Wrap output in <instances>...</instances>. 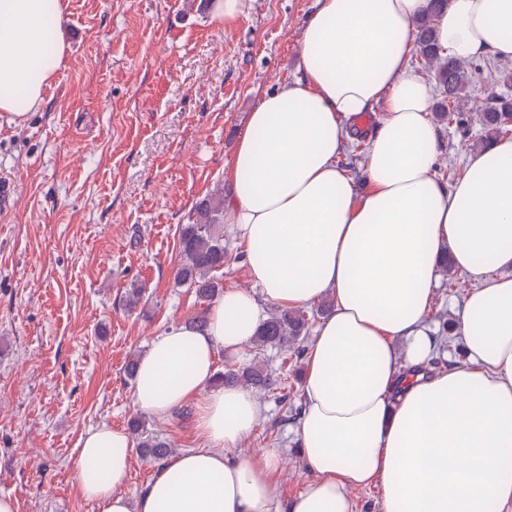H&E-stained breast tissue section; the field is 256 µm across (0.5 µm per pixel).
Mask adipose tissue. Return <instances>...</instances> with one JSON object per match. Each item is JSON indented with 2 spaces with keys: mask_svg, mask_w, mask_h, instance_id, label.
Here are the masks:
<instances>
[{
  "mask_svg": "<svg viewBox=\"0 0 512 512\" xmlns=\"http://www.w3.org/2000/svg\"><path fill=\"white\" fill-rule=\"evenodd\" d=\"M427 7L318 0L299 75L259 99L227 174L224 221L246 243L255 288L224 290L206 329L170 326L138 362L135 403L191 409L203 445L159 464L132 499L121 491L131 436L89 429L79 490L100 512H356L362 487L378 488L380 512H512V140L467 156L454 184L438 177L433 86L410 65ZM63 17L61 0H0V112L13 122L59 72ZM435 31L442 56L512 59V0H448ZM375 111L360 188L338 158ZM446 252L477 287L459 324L465 362L430 371L438 339L425 319ZM327 296L294 427L308 477L287 497L278 449L237 455L263 406L214 386L215 358L251 343L263 304Z\"/></svg>",
  "mask_w": 512,
  "mask_h": 512,
  "instance_id": "obj_1",
  "label": "adipose tissue"
}]
</instances>
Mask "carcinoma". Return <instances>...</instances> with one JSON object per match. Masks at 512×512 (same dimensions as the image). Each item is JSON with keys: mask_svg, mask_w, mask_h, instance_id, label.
Returning a JSON list of instances; mask_svg holds the SVG:
<instances>
[{"mask_svg": "<svg viewBox=\"0 0 512 512\" xmlns=\"http://www.w3.org/2000/svg\"><path fill=\"white\" fill-rule=\"evenodd\" d=\"M448 0H429L425 14L417 22V41L421 55L428 64L436 65L435 77L443 88L448 102L438 106L437 115L443 117L454 111V104L467 105L472 101L470 78L463 63L450 57L443 58L437 51L433 36V20L445 9ZM484 129L482 144L512 133V100L490 96L477 106ZM181 263L176 271L178 284L194 289L203 302L213 300L223 292L218 272L224 269V193L201 199L181 225L179 233ZM309 318L300 310L277 309L259 325L253 344L260 350L267 348L292 350L302 356L300 339L306 335ZM217 381L241 383L259 392L275 394L283 390L282 379L256 361H251L217 376ZM131 431L138 439V447L160 462L175 454L170 444L147 431L144 422L134 419Z\"/></svg>", "mask_w": 512, "mask_h": 512, "instance_id": "cac0c4a2", "label": "carcinoma"}]
</instances>
